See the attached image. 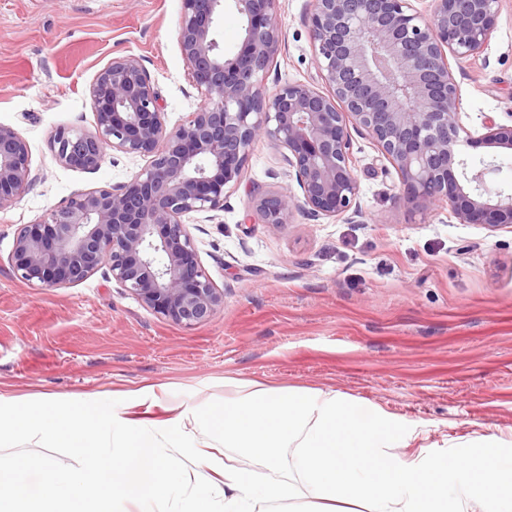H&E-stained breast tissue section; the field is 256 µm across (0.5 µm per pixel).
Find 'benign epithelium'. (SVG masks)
<instances>
[{
  "label": "benign epithelium",
  "instance_id": "1",
  "mask_svg": "<svg viewBox=\"0 0 512 512\" xmlns=\"http://www.w3.org/2000/svg\"><path fill=\"white\" fill-rule=\"evenodd\" d=\"M232 2L245 21L238 51L227 53L215 25ZM277 0H181L178 40L203 105L168 127L150 73L121 56L88 86L95 131L59 127L56 160L98 169L105 149L149 158L129 183L75 193L39 220L16 228L10 265L44 287L78 284L107 267L124 290L161 318L184 326L224 306V291L203 268L184 218L224 209L256 142L284 156L313 217L347 213L359 193L350 129L366 132L396 170L403 201L425 214L448 206L461 224L512 229V192L490 186L498 154H512V125L490 118L474 136L461 120V98L448 58L474 57L490 40L500 0H313L310 31L325 90L264 75L281 46ZM490 148L467 172L457 146ZM33 181L29 146L0 125V210ZM262 223H288L286 193L252 199Z\"/></svg>",
  "mask_w": 512,
  "mask_h": 512
}]
</instances>
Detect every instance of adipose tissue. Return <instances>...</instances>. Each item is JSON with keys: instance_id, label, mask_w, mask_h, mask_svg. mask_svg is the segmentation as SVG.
I'll return each instance as SVG.
<instances>
[{"instance_id": "ef3b65f1", "label": "adipose tissue", "mask_w": 512, "mask_h": 512, "mask_svg": "<svg viewBox=\"0 0 512 512\" xmlns=\"http://www.w3.org/2000/svg\"><path fill=\"white\" fill-rule=\"evenodd\" d=\"M224 445L256 461L213 467L204 444L178 422L152 428L92 404L44 397L0 415V444L33 435L72 449L77 470L57 476L58 499L34 496L31 460L0 456V512H255L261 503L314 499L336 512H512V448H423L400 456L407 436L381 412L364 413L339 395L248 384L240 398L202 415ZM291 456H284V449Z\"/></svg>"}]
</instances>
